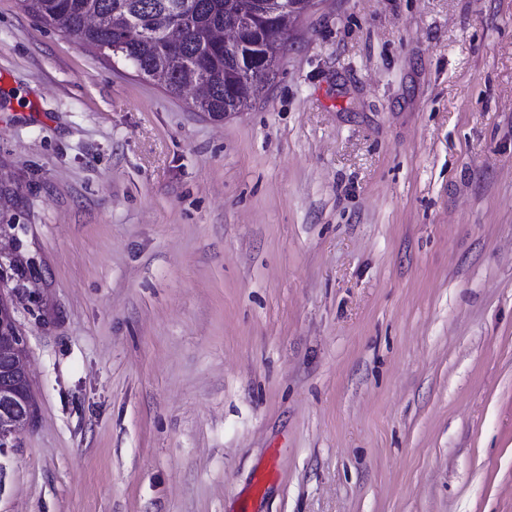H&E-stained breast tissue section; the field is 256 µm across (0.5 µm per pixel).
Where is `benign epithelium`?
<instances>
[{
	"label": "benign epithelium",
	"instance_id": "obj_1",
	"mask_svg": "<svg viewBox=\"0 0 512 512\" xmlns=\"http://www.w3.org/2000/svg\"><path fill=\"white\" fill-rule=\"evenodd\" d=\"M297 17L298 8L281 9L276 12L275 28H292ZM253 26V16L243 14L236 22L224 27L220 33L224 51L237 47L245 32ZM18 260L30 264L29 278L38 275L34 259L20 253L19 240H14V248L10 251L0 250V443L11 440L21 430L32 426L37 417L27 364L26 339L15 318L16 295L5 287L6 279L1 276Z\"/></svg>",
	"mask_w": 512,
	"mask_h": 512
}]
</instances>
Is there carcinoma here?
Here are the masks:
<instances>
[{
  "mask_svg": "<svg viewBox=\"0 0 512 512\" xmlns=\"http://www.w3.org/2000/svg\"><path fill=\"white\" fill-rule=\"evenodd\" d=\"M180 0H20L25 12L78 42L131 65L137 76L165 77V90L188 95L205 83L209 95L192 98L208 116L233 112L243 88L259 97L269 84L263 57L284 50L287 39L255 42L234 55L215 42L241 6L262 12L263 0H198L200 6L169 28L165 18Z\"/></svg>",
  "mask_w": 512,
  "mask_h": 512,
  "instance_id": "carcinoma-1",
  "label": "carcinoma"
}]
</instances>
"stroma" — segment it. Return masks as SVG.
Returning <instances> with one entry per match:
<instances>
[{
	"mask_svg": "<svg viewBox=\"0 0 512 512\" xmlns=\"http://www.w3.org/2000/svg\"><path fill=\"white\" fill-rule=\"evenodd\" d=\"M1 77L0 512H512V0H317L221 121L18 0ZM0 276V443L31 427L37 408L27 364V344L15 318L16 295Z\"/></svg>",
	"mask_w": 512,
	"mask_h": 512,
	"instance_id": "35a3bbf8",
	"label": "stroma"
}]
</instances>
